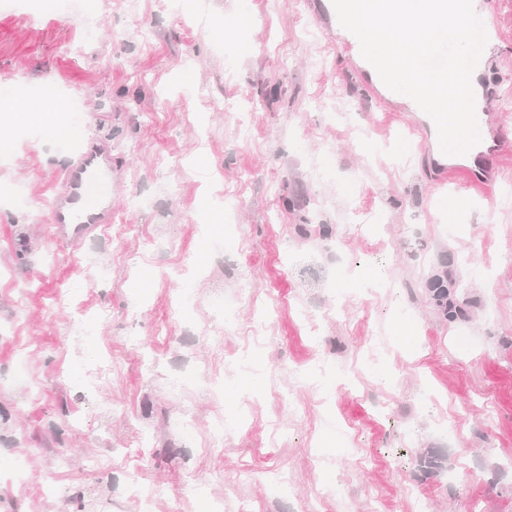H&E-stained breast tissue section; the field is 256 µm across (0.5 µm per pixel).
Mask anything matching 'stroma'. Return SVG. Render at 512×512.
Masks as SVG:
<instances>
[{"label": "stroma", "mask_w": 512, "mask_h": 512, "mask_svg": "<svg viewBox=\"0 0 512 512\" xmlns=\"http://www.w3.org/2000/svg\"><path fill=\"white\" fill-rule=\"evenodd\" d=\"M318 2L0 0V87L87 117L74 148L0 107V512H138L151 488L154 512H369L371 490L512 512V0H486L503 149L478 185L391 152L411 115L371 101ZM102 144L112 222L75 252L49 210ZM373 335L415 340L379 356L393 382L361 369Z\"/></svg>", "instance_id": "stroma-1"}]
</instances>
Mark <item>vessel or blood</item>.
Here are the masks:
<instances>
[{
    "label": "vessel or blood",
    "mask_w": 512,
    "mask_h": 512,
    "mask_svg": "<svg viewBox=\"0 0 512 512\" xmlns=\"http://www.w3.org/2000/svg\"><path fill=\"white\" fill-rule=\"evenodd\" d=\"M320 9L329 30L340 31L339 47L349 60L359 65V74L378 107L412 113L413 127L429 149L439 145L437 130L432 119L418 112L417 105L407 96L388 89L379 75L360 53L357 38L340 29L331 0H322ZM486 151L485 144L476 145L469 156H452L448 170L472 174L475 163ZM112 221V158L103 148L82 155L69 166L62 176L60 190L54 197L49 215V229L53 238L72 248H79L91 238L99 227Z\"/></svg>",
    "instance_id": "1"
}]
</instances>
